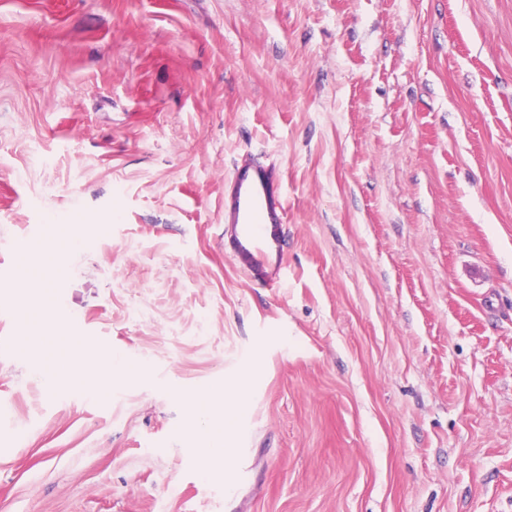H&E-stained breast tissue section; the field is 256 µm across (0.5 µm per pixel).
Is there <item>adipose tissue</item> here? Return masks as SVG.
<instances>
[{
	"label": "adipose tissue",
	"instance_id": "ef3b65f1",
	"mask_svg": "<svg viewBox=\"0 0 512 512\" xmlns=\"http://www.w3.org/2000/svg\"><path fill=\"white\" fill-rule=\"evenodd\" d=\"M44 307L54 314L53 329L25 331V340L46 349L60 340L68 344L66 352L56 357L54 362L39 359L34 363L48 392H55L62 383L73 380L93 391L112 392L130 379L131 372L120 354L93 339L71 338L68 314L50 301L45 302ZM223 401L224 390L220 387L187 397L193 409V446L198 473L207 480L223 475L224 464L234 453L227 437V425L235 410L224 406Z\"/></svg>",
	"mask_w": 512,
	"mask_h": 512
}]
</instances>
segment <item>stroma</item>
<instances>
[{
    "instance_id": "1",
    "label": "stroma",
    "mask_w": 512,
    "mask_h": 512,
    "mask_svg": "<svg viewBox=\"0 0 512 512\" xmlns=\"http://www.w3.org/2000/svg\"><path fill=\"white\" fill-rule=\"evenodd\" d=\"M246 155L278 288L224 251ZM55 217L112 395L22 339ZM1 338L0 512H512V0H0ZM225 383L203 482L184 396ZM285 205L272 165L241 159L224 181V250L253 281L270 288L281 282Z\"/></svg>"
}]
</instances>
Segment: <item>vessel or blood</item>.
Listing matches in <instances>:
<instances>
[{"mask_svg": "<svg viewBox=\"0 0 512 512\" xmlns=\"http://www.w3.org/2000/svg\"><path fill=\"white\" fill-rule=\"evenodd\" d=\"M286 202L274 166L243 159L224 182V249L253 281L277 287Z\"/></svg>", "mask_w": 512, "mask_h": 512, "instance_id": "obj_1", "label": "vessel or blood"}]
</instances>
